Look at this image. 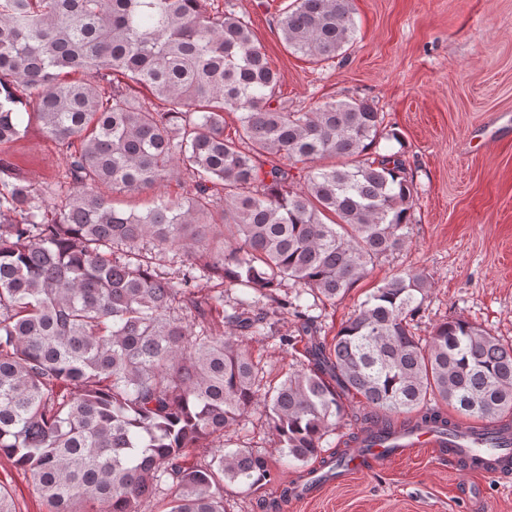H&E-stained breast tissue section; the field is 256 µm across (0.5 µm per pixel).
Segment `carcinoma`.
Segmentation results:
<instances>
[{
  "label": "carcinoma",
  "mask_w": 512,
  "mask_h": 512,
  "mask_svg": "<svg viewBox=\"0 0 512 512\" xmlns=\"http://www.w3.org/2000/svg\"><path fill=\"white\" fill-rule=\"evenodd\" d=\"M277 29L312 63L357 33L351 0H293ZM280 81L229 4L0 0V145L34 124L68 157L42 189L0 157V456L52 512H146L168 479V512H224V485L263 484L267 458L216 448L202 463L190 449L260 397L291 463L321 455L355 396L370 409L356 448L375 432L446 427L447 407L512 428V346L460 318L421 341L411 321L431 283L419 270L379 285L333 344L319 336L318 303L404 246L418 188L399 153L377 152L400 137L373 102L301 112ZM226 110L239 113L233 137ZM180 177L181 198L114 206L115 193ZM173 251L175 280L161 271ZM199 271L239 289L224 320L244 336L290 313L310 368L261 391L242 341L205 326L224 292L196 296ZM288 283L291 300L278 294Z\"/></svg>",
  "instance_id": "carcinoma-1"
}]
</instances>
